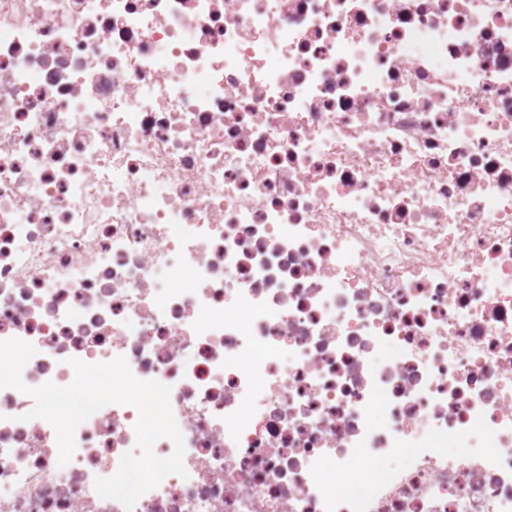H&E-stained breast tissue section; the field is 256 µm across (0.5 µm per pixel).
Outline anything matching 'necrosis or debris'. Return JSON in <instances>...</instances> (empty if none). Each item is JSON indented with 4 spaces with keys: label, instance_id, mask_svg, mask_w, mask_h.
Segmentation results:
<instances>
[{
    "label": "necrosis or debris",
    "instance_id": "4bbe7bcc",
    "mask_svg": "<svg viewBox=\"0 0 512 512\" xmlns=\"http://www.w3.org/2000/svg\"><path fill=\"white\" fill-rule=\"evenodd\" d=\"M12 338L170 386L134 512H512V0H0ZM33 405L0 512H125L137 410Z\"/></svg>",
    "mask_w": 512,
    "mask_h": 512
}]
</instances>
